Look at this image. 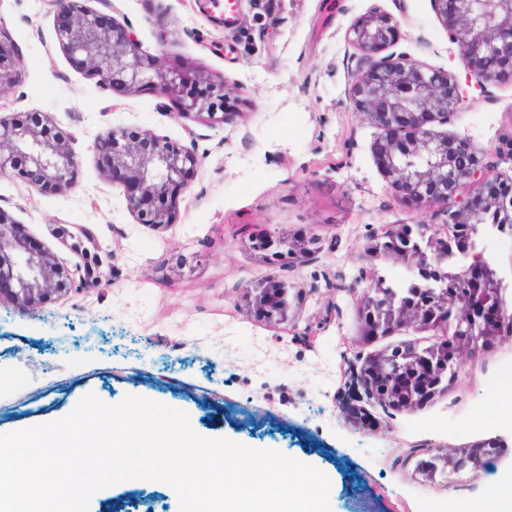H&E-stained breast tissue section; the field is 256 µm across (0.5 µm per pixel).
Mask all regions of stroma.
Returning a JSON list of instances; mask_svg holds the SVG:
<instances>
[{
	"label": "stroma",
	"instance_id": "obj_1",
	"mask_svg": "<svg viewBox=\"0 0 512 512\" xmlns=\"http://www.w3.org/2000/svg\"><path fill=\"white\" fill-rule=\"evenodd\" d=\"M131 31L165 70L202 71L224 85L226 117L178 114L156 92L127 94L97 83L56 39L51 0H0V28L23 62L0 94V116L45 113L72 138L73 187L42 193L0 175V208L59 265L86 257L58 227L87 228L106 261L99 278L53 302L0 305V432L67 416L87 393L104 403L133 394L185 411L195 432L272 449L331 480V512H448L452 499L488 494L512 473V335L479 360L461 359L446 394L412 409L359 402L345 409L350 364L403 346L427 347L438 332L406 328L364 339L356 297L342 284L375 268L384 284L410 277L400 260L370 261L380 224H420L399 201L371 147L383 128L346 97L358 51L351 24L371 8L398 22V50L453 75L466 107L431 125L477 152L501 151L512 174V84L480 87L448 41L433 0H244L225 25L211 0H84ZM151 130L192 148L197 169L174 224L138 223L120 184L94 152L110 128ZM316 238L303 265H273L254 251L261 235ZM270 278L290 288L287 320L247 306L246 286ZM501 444L488 465L433 478L416 464L423 448ZM89 512H179L167 484L121 482L99 491Z\"/></svg>",
	"mask_w": 512,
	"mask_h": 512
}]
</instances>
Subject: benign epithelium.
Returning a JSON list of instances; mask_svg holds the SVG:
<instances>
[{"label": "benign epithelium", "instance_id": "benign-epithelium-1", "mask_svg": "<svg viewBox=\"0 0 512 512\" xmlns=\"http://www.w3.org/2000/svg\"><path fill=\"white\" fill-rule=\"evenodd\" d=\"M61 47L89 75L114 90L152 88L172 100L180 113L198 120H224V85L201 73L162 70L143 54L132 34L105 15L86 9L81 0H53ZM448 41L466 60L470 78L480 86L512 82V0H433ZM397 22L373 8L348 29L361 52L347 96L355 111L388 130L374 146L377 165L400 197L430 213L426 224H380L368 252L374 259L400 258L414 271L411 288H396L379 303L373 289L357 298L363 336L425 326L452 336L419 350L397 349L367 361L356 386L368 397L396 409H413L448 390L459 359H477L493 340L512 329L506 292L509 284L481 245L478 223L496 218L498 231L512 237V176L491 177L494 161L467 151L451 138L436 139L428 125L461 110L464 98L455 78L428 68L405 51L394 49ZM11 38L0 30V93L21 72ZM106 175L124 189L127 209L140 224L174 222L175 199L188 186L197 158L152 131H108L95 143ZM77 162L71 138L39 112H15L0 118V174H14L57 195L73 183ZM452 229L438 236L437 225ZM253 247L272 263H302L312 242L262 237ZM95 254L84 271L59 266L23 233L13 216L0 208V303L19 308L54 300L99 273ZM254 312L267 320L288 317L289 288L272 280L246 289ZM421 377L424 386L394 387L381 377L401 370ZM441 458L460 471L481 459L467 448Z\"/></svg>", "mask_w": 512, "mask_h": 512}]
</instances>
